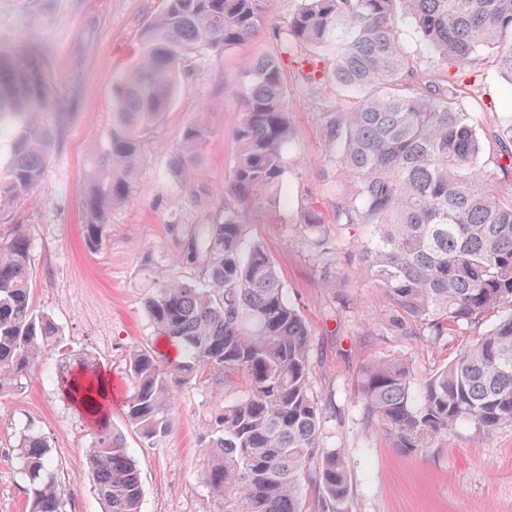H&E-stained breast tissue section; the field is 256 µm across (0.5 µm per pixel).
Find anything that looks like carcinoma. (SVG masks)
Instances as JSON below:
<instances>
[{
	"label": "carcinoma",
	"instance_id": "obj_1",
	"mask_svg": "<svg viewBox=\"0 0 512 512\" xmlns=\"http://www.w3.org/2000/svg\"><path fill=\"white\" fill-rule=\"evenodd\" d=\"M295 2L276 41L284 54L300 52L306 89L336 85V106L321 113V137L328 161L352 190L336 201L332 221L371 229L365 255L395 308L391 325L406 334L429 329L447 336L497 308H512V193L499 195L486 183L466 79H423L418 59L399 41L402 23H411L429 50L459 72L491 51L512 85V0ZM266 22V0H165L148 21L134 65L113 85L112 127L86 175L89 248L100 245L109 212L131 201L144 138L170 109L192 58L221 56ZM243 73L246 82L235 90L242 118L234 132L232 200L195 224L172 225L178 262L202 282L163 279L146 301L154 329L180 343L182 360L134 351L124 414L155 444L171 431L177 389L199 370L221 391L224 373L240 372L243 394L229 402L217 397L203 419V480L217 512H306V484L318 489L321 512H331L348 498L349 473L345 457L322 445L310 383L313 336L272 258L248 240V226L288 173L294 130L287 86L275 54L247 59ZM59 104L36 51L0 49V132L12 129L0 207L40 181L60 136L48 111ZM211 133L204 110L172 153L173 172L191 193ZM498 142L506 158L499 169L507 176L512 122ZM300 223L317 232L327 223L318 202L302 208ZM31 285L27 228L12 224L0 240V396L21 391L61 336L54 320L33 308ZM101 371L92 356L62 358L52 377L67 399L108 413L110 400L97 403L88 388ZM412 381L409 364L398 358L366 363L359 378L368 416L400 448H416L424 436L468 421L488 431L512 423V313L427 379L418 399ZM15 452L31 512H63L65 486L47 440L25 433ZM86 456L104 512H141L140 475L111 421L98 424Z\"/></svg>",
	"mask_w": 512,
	"mask_h": 512
}]
</instances>
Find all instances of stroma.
I'll use <instances>...</instances> for the list:
<instances>
[{"mask_svg": "<svg viewBox=\"0 0 512 512\" xmlns=\"http://www.w3.org/2000/svg\"><path fill=\"white\" fill-rule=\"evenodd\" d=\"M164 0H0V47L26 45L48 62L63 106L61 136L30 196L0 210V229L23 224L30 237L32 304L58 324L62 342L48 349L45 369L61 354H87L113 379L125 380L130 354L167 351L146 301L155 282H196L197 274L176 261L171 224L196 223L207 208L223 206L235 153L233 133L241 120L239 99L227 88L242 81L243 59L275 51L271 27L284 21L295 0H268L269 24L221 58L196 59V71L178 88L161 124L143 142V162L133 199L111 210L101 244L89 249L83 237L84 179L112 126V86L134 64L146 23ZM288 85L287 108L294 127L288 174L271 194L249 235L272 257L291 302L313 336L311 390L322 410L325 448L344 454L351 490L339 512H512V424L486 431L463 423L447 435L425 437L419 448H398L394 438L368 417L359 392L362 366L399 357L412 368L413 390L493 323L466 326L442 338L394 330L392 306L362 259L370 238L361 226L326 225L324 244L311 249L300 222L307 200L331 212L337 193L350 184L328 163L320 114L336 104V87L305 91L292 58L281 60ZM469 89L474 118L485 142L481 163L492 187L512 192L498 168L497 136L512 121V87L492 58L475 69ZM213 130L192 197L172 172L170 154L181 130L202 108ZM209 389H179L174 425L151 445L129 429L120 405L112 424L123 430L143 486L142 512H215L202 480V418ZM46 437L67 488L64 512H103L94 492L85 450L92 439L87 418L53 381L32 378L19 392L0 397V512H30L27 478L13 445L27 429Z\"/></svg>", "mask_w": 512, "mask_h": 512, "instance_id": "1", "label": "stroma"}]
</instances>
